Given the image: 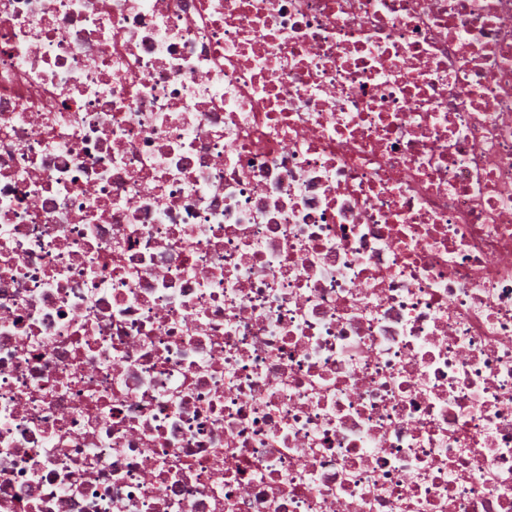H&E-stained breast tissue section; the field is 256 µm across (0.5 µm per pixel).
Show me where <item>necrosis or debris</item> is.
I'll list each match as a JSON object with an SVG mask.
<instances>
[{
	"label": "necrosis or debris",
	"instance_id": "necrosis-or-debris-1",
	"mask_svg": "<svg viewBox=\"0 0 512 512\" xmlns=\"http://www.w3.org/2000/svg\"><path fill=\"white\" fill-rule=\"evenodd\" d=\"M0 512H512V0H0Z\"/></svg>",
	"mask_w": 512,
	"mask_h": 512
}]
</instances>
